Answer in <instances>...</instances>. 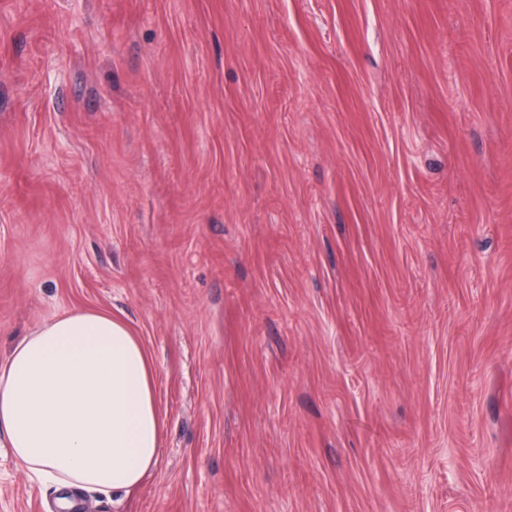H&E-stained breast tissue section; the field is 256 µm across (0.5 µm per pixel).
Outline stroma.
<instances>
[{
    "label": "stroma",
    "mask_w": 512,
    "mask_h": 512,
    "mask_svg": "<svg viewBox=\"0 0 512 512\" xmlns=\"http://www.w3.org/2000/svg\"><path fill=\"white\" fill-rule=\"evenodd\" d=\"M75 308L166 421L78 512H512V0H0V359Z\"/></svg>",
    "instance_id": "obj_1"
}]
</instances>
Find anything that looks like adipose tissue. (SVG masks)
I'll list each match as a JSON object with an SVG mask.
<instances>
[{
    "mask_svg": "<svg viewBox=\"0 0 512 512\" xmlns=\"http://www.w3.org/2000/svg\"><path fill=\"white\" fill-rule=\"evenodd\" d=\"M165 422L155 369L129 326L105 311L45 320L0 362V447L37 484L127 493L159 462Z\"/></svg>",
    "mask_w": 512,
    "mask_h": 512,
    "instance_id": "ef3b65f1",
    "label": "adipose tissue"
}]
</instances>
